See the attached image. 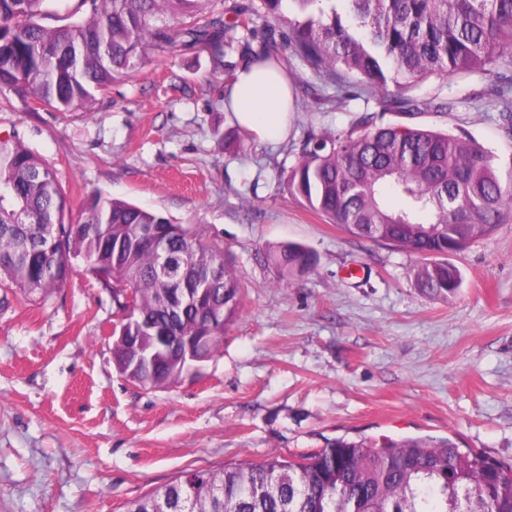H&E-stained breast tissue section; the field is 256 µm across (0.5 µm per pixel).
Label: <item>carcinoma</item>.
<instances>
[{
    "label": "carcinoma",
    "mask_w": 512,
    "mask_h": 512,
    "mask_svg": "<svg viewBox=\"0 0 512 512\" xmlns=\"http://www.w3.org/2000/svg\"><path fill=\"white\" fill-rule=\"evenodd\" d=\"M47 0H0V86L58 112L95 103L112 83L182 44L216 59L239 50L283 65L296 59L343 104L367 96L415 116L454 102L414 94L432 77L478 75L480 98L497 106L512 136V0H260L284 20L281 47L249 42V16L206 12L209 0H78L69 21L39 23ZM242 36H237L238 30ZM288 189L350 235L387 241L425 262L413 271L425 293L446 299L461 286L442 257L491 234L512 213L493 155L468 136L409 125L369 126L342 135L309 132ZM394 194L404 206L393 209ZM164 215L96 193L77 218L55 172L21 142L0 140V285L48 299L82 260L112 303L135 298L127 335L148 344L164 333L199 338L200 358L219 351L238 315L241 281L224 248L192 224L172 226L206 291L160 276L155 251L139 232L169 224ZM280 278L310 269L299 245L270 252ZM185 368L167 361L137 374L144 388L172 386ZM124 512H512V467L452 441L404 438L378 448L338 438L302 462L185 470Z\"/></svg>",
    "instance_id": "carcinoma-1"
}]
</instances>
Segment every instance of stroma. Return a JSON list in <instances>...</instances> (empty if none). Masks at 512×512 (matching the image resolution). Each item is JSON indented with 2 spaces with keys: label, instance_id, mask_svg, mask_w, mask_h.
I'll use <instances>...</instances> for the list:
<instances>
[{
  "label": "stroma",
  "instance_id": "stroma-1",
  "mask_svg": "<svg viewBox=\"0 0 512 512\" xmlns=\"http://www.w3.org/2000/svg\"><path fill=\"white\" fill-rule=\"evenodd\" d=\"M288 79L278 143L231 120L225 72L207 51L175 47L87 111L38 109L0 87V138L19 137L55 170L72 214L99 191L199 225L243 286L220 352L155 389L117 371L116 307L82 262L45 301L0 287V512H123L181 471L298 462L339 437L447 438L512 466V216L449 255L458 293L423 294L419 257L349 235L288 189L308 132L408 120L373 100L331 106L300 64ZM484 85L427 79L419 95L459 104L411 121L465 132L505 174L512 138L474 100ZM291 243L314 264L283 280L265 255Z\"/></svg>",
  "mask_w": 512,
  "mask_h": 512
}]
</instances>
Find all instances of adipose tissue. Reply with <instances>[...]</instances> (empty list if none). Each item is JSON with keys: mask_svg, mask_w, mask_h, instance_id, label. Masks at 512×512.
Listing matches in <instances>:
<instances>
[{"mask_svg": "<svg viewBox=\"0 0 512 512\" xmlns=\"http://www.w3.org/2000/svg\"><path fill=\"white\" fill-rule=\"evenodd\" d=\"M291 90L286 73L273 63H248L237 73L224 99L237 125L262 141H275L288 131Z\"/></svg>", "mask_w": 512, "mask_h": 512, "instance_id": "1", "label": "adipose tissue"}]
</instances>
